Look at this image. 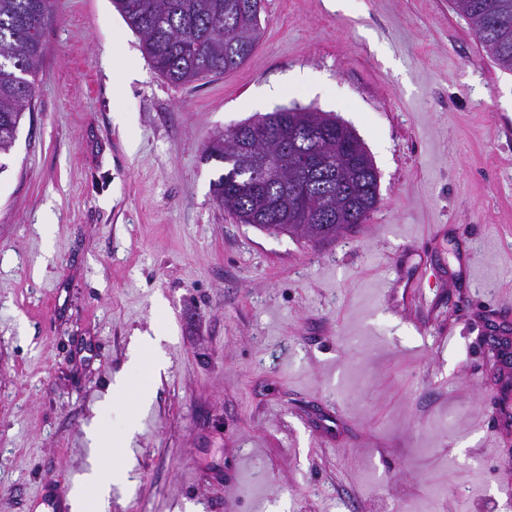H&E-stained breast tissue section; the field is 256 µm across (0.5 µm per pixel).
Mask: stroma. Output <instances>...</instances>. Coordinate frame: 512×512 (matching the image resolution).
<instances>
[{
    "label": "stroma",
    "instance_id": "35a3bbf8",
    "mask_svg": "<svg viewBox=\"0 0 512 512\" xmlns=\"http://www.w3.org/2000/svg\"><path fill=\"white\" fill-rule=\"evenodd\" d=\"M260 19L245 64L174 85L112 0H52L0 173V512H49L93 424L126 468L108 512H512V366L483 341L512 324V72L451 0ZM293 105L378 173L366 223L324 244L213 197L208 143ZM121 375L151 395L104 410Z\"/></svg>",
    "mask_w": 512,
    "mask_h": 512
}]
</instances>
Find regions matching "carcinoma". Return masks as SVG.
Here are the masks:
<instances>
[{"instance_id": "carcinoma-1", "label": "carcinoma", "mask_w": 512, "mask_h": 512, "mask_svg": "<svg viewBox=\"0 0 512 512\" xmlns=\"http://www.w3.org/2000/svg\"><path fill=\"white\" fill-rule=\"evenodd\" d=\"M160 76L182 85L244 64L260 39L262 0H113ZM490 59L512 72V0H453ZM50 0H0V155L10 153L32 100ZM228 132L207 147L224 164L213 183L219 206L241 224H313L319 211L340 223L363 224L378 202V174L356 132L336 118L298 106L280 107ZM263 151L281 163L284 184L240 193L244 175L227 163L235 148Z\"/></svg>"}]
</instances>
